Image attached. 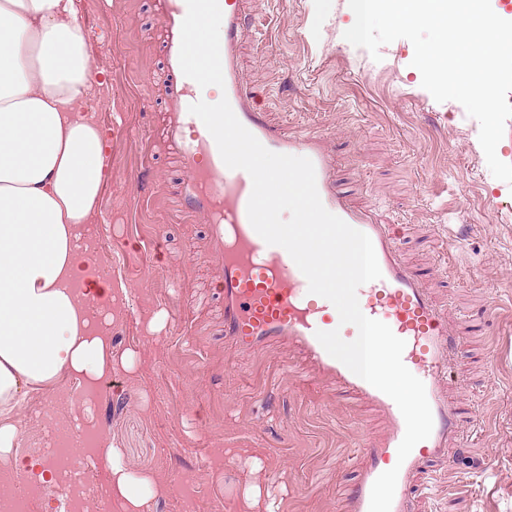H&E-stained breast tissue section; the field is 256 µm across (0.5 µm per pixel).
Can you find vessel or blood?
I'll use <instances>...</instances> for the list:
<instances>
[{
	"mask_svg": "<svg viewBox=\"0 0 512 512\" xmlns=\"http://www.w3.org/2000/svg\"><path fill=\"white\" fill-rule=\"evenodd\" d=\"M152 2L165 52L161 87L165 110L161 122L149 126L148 136L161 142L182 164L183 180L175 200L178 212L207 222L208 251L219 262L224 293L219 332L245 353L261 352L274 344L293 347L318 376L367 401L384 418L387 430L378 441H364L368 459L347 493L345 512H369L375 480L394 467L399 474L391 512H415L419 479L430 463L447 460L449 448L463 433L460 408L448 397L456 337L447 310L430 295L422 275L405 262L397 226L383 223L375 209L355 207L338 191L335 161L322 140L283 126L271 127L255 112L237 64L246 0H219L224 20L220 43L224 93L236 117L270 151L309 158L324 207L367 234L373 243L382 276L361 290L360 309L405 341L402 360L423 374L433 415L429 438L416 444L402 461L397 450L405 422L396 403L330 356L317 340L316 331L338 328L336 308L309 293L306 277L288 252L267 244L254 230L247 214L250 175L226 167L205 125L189 112L199 96L197 83L183 74L179 63L186 0Z\"/></svg>",
	"mask_w": 512,
	"mask_h": 512,
	"instance_id": "1",
	"label": "vessel or blood"
}]
</instances>
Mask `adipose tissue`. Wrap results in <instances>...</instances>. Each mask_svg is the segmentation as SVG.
I'll list each match as a JSON object with an SVG mask.
<instances>
[{"label": "adipose tissue", "instance_id": "1", "mask_svg": "<svg viewBox=\"0 0 512 512\" xmlns=\"http://www.w3.org/2000/svg\"><path fill=\"white\" fill-rule=\"evenodd\" d=\"M94 78L75 0H0V464L15 423L63 370L103 378L88 298H108L79 225L96 212L105 141L85 112Z\"/></svg>", "mask_w": 512, "mask_h": 512}]
</instances>
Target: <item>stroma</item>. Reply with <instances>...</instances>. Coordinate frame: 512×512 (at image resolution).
Wrapping results in <instances>:
<instances>
[{
  "label": "stroma",
  "instance_id": "obj_1",
  "mask_svg": "<svg viewBox=\"0 0 512 512\" xmlns=\"http://www.w3.org/2000/svg\"><path fill=\"white\" fill-rule=\"evenodd\" d=\"M91 66L86 109L106 136V184L91 223L99 274L119 294L106 313L112 373H63L20 414L12 453L35 459L60 425L92 436L76 462L112 512L107 452L152 480L150 512H342L383 434L363 400L314 377L285 345L242 354L201 328L220 320L218 265L203 223L170 205L181 171L144 130L161 109L159 22L149 0H75ZM242 76L269 122L320 135L337 188L404 228V254L458 332L450 397L481 425L465 431L417 512H512V186L490 172L479 124L437 102L412 66L410 41L373 60L346 41L348 0H248ZM159 235L162 253L128 246L129 227ZM299 366L301 378L288 374ZM27 512H67L68 491L28 479Z\"/></svg>",
  "mask_w": 512,
  "mask_h": 512
}]
</instances>
